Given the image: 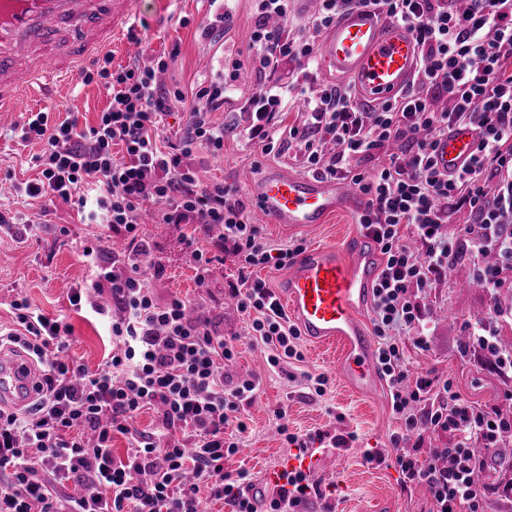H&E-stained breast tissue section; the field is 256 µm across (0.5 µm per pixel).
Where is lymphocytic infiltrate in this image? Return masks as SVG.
I'll return each mask as SVG.
<instances>
[{
  "label": "lymphocytic infiltrate",
  "mask_w": 512,
  "mask_h": 512,
  "mask_svg": "<svg viewBox=\"0 0 512 512\" xmlns=\"http://www.w3.org/2000/svg\"><path fill=\"white\" fill-rule=\"evenodd\" d=\"M290 2L254 0L247 61L228 62L223 78L199 84L193 100L159 85L164 58L145 68L105 65L85 75L111 92L96 125L82 128L71 117L32 112L18 127L20 140L43 145L35 158L38 176L24 182L23 193L75 204L83 220L123 229L132 249L110 255L100 241L85 243L91 278L69 297L75 310H86L112 338V356L102 368L51 359L52 350L67 347L70 325L28 298L12 301L14 326L0 337L20 345L43 369L34 403L23 410L0 408V512H203L204 488L231 512H303L311 492L303 472H288L285 484L262 501L248 497L247 472L225 473V458L239 449L225 430L246 432L242 410L259 383L253 376L225 375L237 355L233 338L205 313L191 314L181 297L158 302L145 277L155 265L140 231L149 204L161 223L216 233L211 250L195 237L185 240L198 280L209 275L218 249L230 248L237 265L231 296L267 349L268 365L281 369L302 360L298 329L255 272L288 267L303 244L269 246L238 189L202 182L188 162L193 149H223L224 128L210 115L223 108L245 67L260 80L240 108L245 136L262 153L293 152L306 173L350 181L367 197L357 222L382 259L372 311L391 409L407 436L433 429L456 439L450 448L395 449L391 458L403 487H425L434 512H486L491 493L512 503V480L491 486L482 480L489 459L512 442V390L502 407L471 402L453 380L412 374L402 338L412 331L411 342L427 350L426 299L459 251L472 259L473 282L489 295L512 288V0H466L462 8L455 0H320L296 34L288 30ZM366 4L407 26L420 46L408 89L373 108L360 104L350 85L309 82L318 37L340 13ZM288 62L304 112L287 127L288 102L273 78ZM184 101L191 119L177 142H165L163 120ZM455 125L475 127L480 142L469 166L447 175L437 168L434 150ZM452 210L469 216L458 241L439 233ZM407 227L423 253L405 244ZM106 291L112 295L108 307L97 300ZM500 315L494 307L488 318L469 324L464 350L491 358L508 383L512 349L500 342ZM152 408L156 429L138 431L135 419ZM177 429L188 431L191 443L166 442ZM117 434L131 443L123 460L112 451ZM476 442L488 457L473 452ZM42 470L61 481L77 479L84 494L57 496L39 478Z\"/></svg>",
  "instance_id": "1"
}]
</instances>
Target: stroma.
<instances>
[{
	"label": "stroma",
	"instance_id": "stroma-1",
	"mask_svg": "<svg viewBox=\"0 0 512 512\" xmlns=\"http://www.w3.org/2000/svg\"><path fill=\"white\" fill-rule=\"evenodd\" d=\"M235 23L223 40L212 43L201 39L209 6L206 0H141L136 31L142 39L139 53L119 47L113 50V66L136 64L153 66L157 57H165L167 67L159 72V83L169 90L192 95L201 82L218 77L225 58L246 59L254 24L252 0H228ZM258 80L253 73L242 76L237 96L228 100L223 111L212 119L225 128L224 149L214 155L193 151L189 158L203 182H223L247 194L248 186L269 167L276 166L302 174L298 162L288 156L262 154L236 129L237 110L242 98L255 91ZM110 102L106 88L99 82L76 79L59 88L48 101L31 98L20 111L0 112V180L24 182L36 178L33 158L42 150L36 142L21 141L15 134L28 113L47 112L51 117H75L79 126L96 124L100 112ZM0 210L19 215L31 230L18 235L0 230V326L12 327L11 302L26 297L45 314L65 316L73 328L67 354L80 359L90 369L101 367L112 352V345L101 325L87 314L74 311L69 304L72 288L90 278V267L82 256V244L93 235L103 237L105 250L122 243L120 234L100 231L83 223L77 209L62 201L32 199L15 191L0 194ZM355 215L341 213L325 223L303 231L279 224L264 225L266 239L282 247L302 240L307 245H337L357 233ZM144 231L153 246L156 266L147 270L149 285L159 300L177 295L208 311L224 327V333L236 337L237 358L229 371L235 375H254L260 380L253 402L245 406L248 431L239 441L238 452L225 459L229 474L248 472L251 479L286 464L295 452L280 433L274 415L285 408L288 431L294 434L323 432L351 436L349 447H323L308 473L313 492L306 512H432L428 494L420 489L402 490L401 475L393 461L368 467L369 453L391 447L401 433L402 421L390 406L387 383H380L365 397L349 395L338 378L334 365L336 353L301 343L303 359L284 370L270 369L261 345L249 334L244 316L228 295L230 283L237 278L236 260L224 254L216 262L209 278L199 281L184 248L183 239L193 231L189 224H148ZM425 320L429 348L422 351L406 344L407 364L412 371L432 372L453 380L461 395L486 407L501 405L503 380L490 364L461 356L459 346L466 323L488 316L490 303L485 292L473 283V266L468 258L457 260L427 299ZM327 375L330 385L324 395H316L308 377Z\"/></svg>",
	"mask_w": 512,
	"mask_h": 512
}]
</instances>
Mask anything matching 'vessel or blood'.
Masks as SVG:
<instances>
[{
    "label": "vessel or blood",
    "mask_w": 512,
    "mask_h": 512,
    "mask_svg": "<svg viewBox=\"0 0 512 512\" xmlns=\"http://www.w3.org/2000/svg\"><path fill=\"white\" fill-rule=\"evenodd\" d=\"M137 0H0V112L15 111L36 86L69 82L116 43L132 44ZM326 65L351 78L363 102L377 105L403 90L418 68L414 34L369 6L351 9L320 46ZM480 134L455 126L434 152L438 168L456 174L475 153ZM249 192L269 224L306 229L340 212H359L365 197L351 183L272 168ZM363 233L341 246H313L298 256L279 294L303 336L336 350V373L353 392L378 383L376 343L361 318L379 273ZM32 361L0 348V406L20 408L34 396Z\"/></svg>",
    "instance_id": "obj_1"
}]
</instances>
